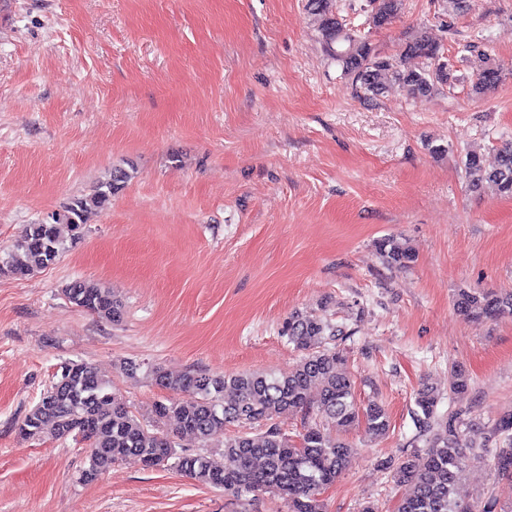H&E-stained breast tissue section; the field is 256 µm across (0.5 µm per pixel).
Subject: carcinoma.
Listing matches in <instances>:
<instances>
[{
  "label": "carcinoma",
  "mask_w": 512,
  "mask_h": 512,
  "mask_svg": "<svg viewBox=\"0 0 512 512\" xmlns=\"http://www.w3.org/2000/svg\"><path fill=\"white\" fill-rule=\"evenodd\" d=\"M402 0H368V24L380 29L398 16ZM305 9L317 22L324 48L342 74L367 98H376L393 86L415 98H429L456 81L453 67L440 61L441 48L424 28L412 33L399 53L382 54L368 38L346 27L339 7L332 0H306ZM462 52L483 56L484 68L471 85L481 95L500 80L499 65L484 56L481 44L467 42ZM410 58L426 64L407 65ZM465 176L472 192L490 186L503 197H512V143L498 149L493 165L487 166L476 153L464 161ZM130 172L112 168L93 193L73 199L52 221L26 226L15 243V252L0 257V274L25 277L55 264L66 239L80 238L89 214L103 209L113 195L124 189ZM378 250L390 266L404 268L414 262L411 249L393 238L378 242ZM74 307L118 324L124 317L122 301L98 285L82 279L63 288ZM457 311L482 323L512 316V290L499 292L461 290L455 298ZM288 342L305 351L292 368L277 375L243 373L225 377L189 371L179 376L157 375V384L177 397L153 404V424L141 421L112 395V380L101 376L86 362L68 361L60 366L57 380L18 424L19 434L40 438L46 432L56 437L73 436L86 443L88 467L81 479L92 482L117 462L137 458L145 466L157 467L175 460V467L195 480L235 493H273L283 499L288 512H325L321 495L352 465L356 449L331 435L330 429L348 431L362 427L372 437L390 429L385 405L377 400L361 403L355 384L343 368L344 358L324 344L347 335L346 327L301 313L291 314L282 327ZM320 388L311 397V388ZM439 395L426 386L418 390L412 420L426 451L423 462L406 454L388 462L398 483L412 486L410 495L397 501L394 512H492L475 502L457 497L456 489L469 464L480 458L479 450L495 443L492 462L496 475L512 480V410L504 412L475 447L467 421L468 411H437ZM301 409L315 416L296 442L272 423L282 410ZM171 422L177 433H190L205 442L224 435V426L240 427L265 423L263 433H239L224 441L222 466L214 465L203 452L177 451L173 435L161 429Z\"/></svg>",
  "instance_id": "obj_1"
}]
</instances>
